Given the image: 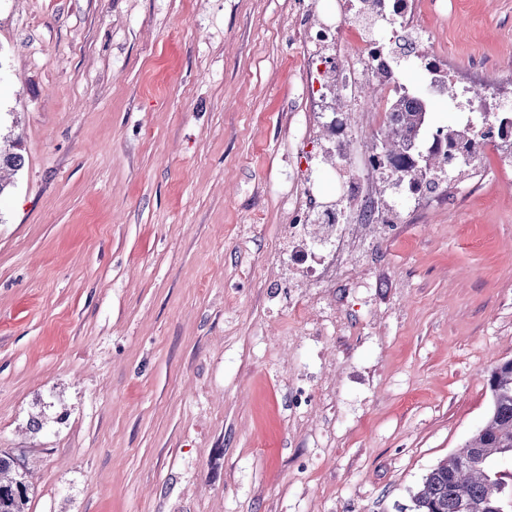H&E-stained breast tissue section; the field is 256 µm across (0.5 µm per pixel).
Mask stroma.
I'll list each match as a JSON object with an SVG mask.
<instances>
[{"instance_id": "1", "label": "stroma", "mask_w": 512, "mask_h": 512, "mask_svg": "<svg viewBox=\"0 0 512 512\" xmlns=\"http://www.w3.org/2000/svg\"><path fill=\"white\" fill-rule=\"evenodd\" d=\"M336 0H0V453L28 512H411L490 409L512 359V155L414 194L349 261L343 306L291 259L306 181L331 208L342 119L363 157L385 120L343 95L306 30ZM398 77L431 145L465 115L429 89L512 102V0H418ZM310 395L295 406L296 387ZM2 148L0 144V196H2L9 187L10 182L1 176L2 170L18 171L23 167V158L21 154L15 152L18 146L17 142L7 141Z\"/></svg>"}]
</instances>
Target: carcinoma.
<instances>
[{
  "label": "carcinoma",
  "instance_id": "cac0c4a2",
  "mask_svg": "<svg viewBox=\"0 0 512 512\" xmlns=\"http://www.w3.org/2000/svg\"><path fill=\"white\" fill-rule=\"evenodd\" d=\"M428 120L427 104L407 96L392 99L387 122L372 145L373 158L388 167L394 180L427 178V190L438 187L439 151L418 150ZM450 148L466 145L468 131L438 130ZM17 143L0 147V171L23 167ZM491 409L483 426L462 450L440 461L422 478L412 496V512H500L502 497L512 493V471L499 462L512 459V360L496 365L488 375ZM29 485L17 460L0 455V512H27Z\"/></svg>",
  "mask_w": 512,
  "mask_h": 512
}]
</instances>
